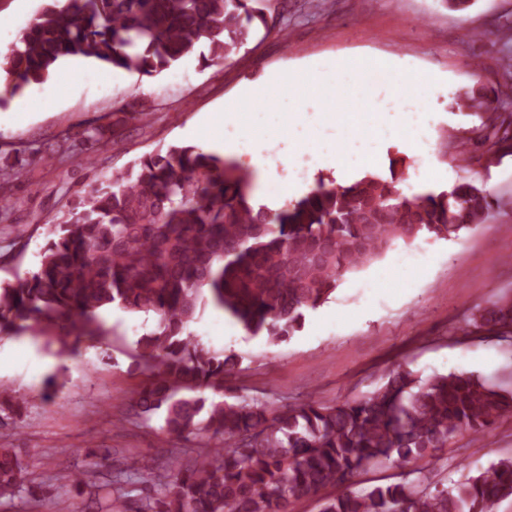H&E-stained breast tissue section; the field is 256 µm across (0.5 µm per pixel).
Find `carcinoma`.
I'll list each match as a JSON object with an SVG mask.
<instances>
[{"label": "carcinoma", "instance_id": "obj_1", "mask_svg": "<svg viewBox=\"0 0 512 512\" xmlns=\"http://www.w3.org/2000/svg\"><path fill=\"white\" fill-rule=\"evenodd\" d=\"M270 0H43L17 43L0 52L14 79L10 96L45 83L67 57L80 56L155 77L196 57L227 62L268 27ZM473 88L463 106L486 110L471 140L486 162L512 154V118L488 111L512 99L503 88ZM402 159L349 185L320 178L301 197L276 208L251 199L252 172L174 144L101 180L48 224L35 268L0 283V335L33 328L64 353L105 345L101 312L117 307L153 318L136 341L146 375L133 398L139 415L164 417L162 431L206 436L215 446L191 468L178 460L163 474L137 457L127 468L146 484L136 502L107 492V512H293L321 497L320 512H495L512 497V457L448 486L403 478L353 486L366 468L408 464L463 432L478 439L512 414V377L393 372L375 391L336 405L274 407L224 387L233 358L189 331L207 304L224 310L249 335L271 344L300 332L308 312L329 301L343 277L382 258L397 243L456 238L483 224L492 195L469 181L449 190L407 195ZM512 339V297L473 318ZM3 401L19 417L25 400L8 385ZM109 451L90 456L61 479L80 487ZM21 451L0 445V500L41 505L27 484Z\"/></svg>", "mask_w": 512, "mask_h": 512}]
</instances>
